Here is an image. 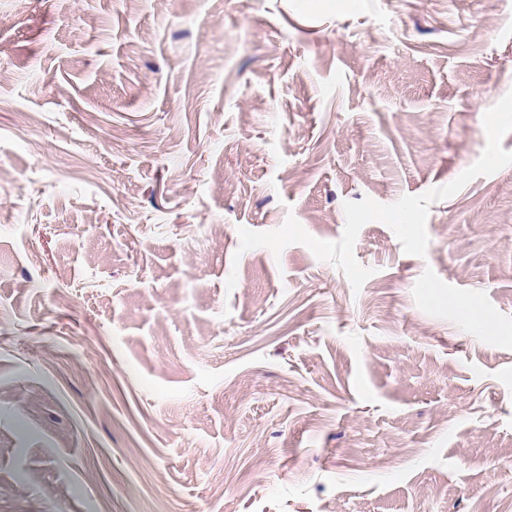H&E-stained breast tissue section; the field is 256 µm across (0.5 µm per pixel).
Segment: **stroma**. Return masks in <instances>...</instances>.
Here are the masks:
<instances>
[{"instance_id": "stroma-1", "label": "stroma", "mask_w": 512, "mask_h": 512, "mask_svg": "<svg viewBox=\"0 0 512 512\" xmlns=\"http://www.w3.org/2000/svg\"><path fill=\"white\" fill-rule=\"evenodd\" d=\"M507 111L512 0H0V512L512 504Z\"/></svg>"}]
</instances>
